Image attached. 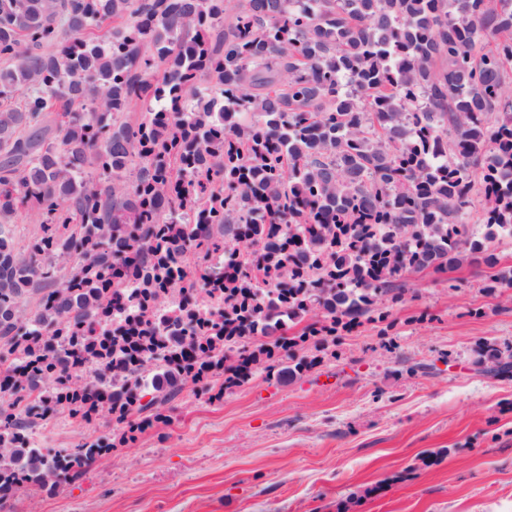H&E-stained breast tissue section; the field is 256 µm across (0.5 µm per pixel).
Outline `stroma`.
I'll return each mask as SVG.
<instances>
[{
    "label": "stroma",
    "mask_w": 512,
    "mask_h": 512,
    "mask_svg": "<svg viewBox=\"0 0 512 512\" xmlns=\"http://www.w3.org/2000/svg\"><path fill=\"white\" fill-rule=\"evenodd\" d=\"M465 260L412 273L298 376L287 352L222 399L187 388L76 484L15 512H512V375L474 362L512 344V288Z\"/></svg>",
    "instance_id": "stroma-1"
}]
</instances>
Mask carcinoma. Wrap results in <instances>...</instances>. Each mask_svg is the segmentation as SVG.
<instances>
[{
  "instance_id": "cac0c4a2",
  "label": "carcinoma",
  "mask_w": 512,
  "mask_h": 512,
  "mask_svg": "<svg viewBox=\"0 0 512 512\" xmlns=\"http://www.w3.org/2000/svg\"><path fill=\"white\" fill-rule=\"evenodd\" d=\"M226 10L0 0V95L27 89L0 110V512L80 480L186 386L220 398L242 364L385 316L412 272L496 269L512 238V0ZM23 208L42 230L24 255ZM103 412L117 437L39 445L52 417Z\"/></svg>"
}]
</instances>
